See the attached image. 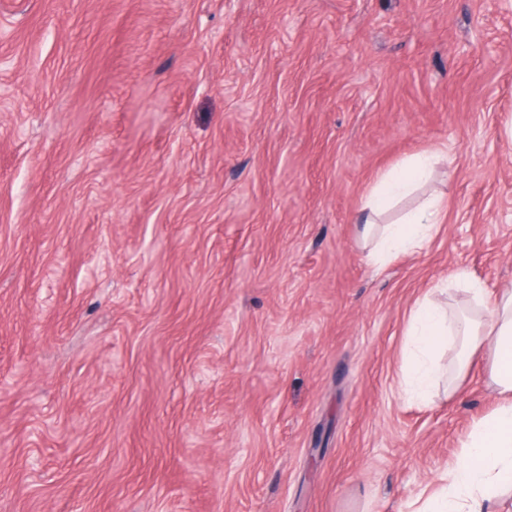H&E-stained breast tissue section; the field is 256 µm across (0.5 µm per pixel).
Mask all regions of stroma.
<instances>
[{
  "label": "stroma",
  "instance_id": "stroma-1",
  "mask_svg": "<svg viewBox=\"0 0 512 512\" xmlns=\"http://www.w3.org/2000/svg\"><path fill=\"white\" fill-rule=\"evenodd\" d=\"M498 0H0V512H414L496 397L415 301L512 289ZM447 154L429 247L357 242ZM439 155H413L380 173L369 190L362 212L361 238L375 264H385L403 254L421 252L435 238L447 212L440 196L421 197L415 208L391 221L388 214L426 182Z\"/></svg>",
  "mask_w": 512,
  "mask_h": 512
}]
</instances>
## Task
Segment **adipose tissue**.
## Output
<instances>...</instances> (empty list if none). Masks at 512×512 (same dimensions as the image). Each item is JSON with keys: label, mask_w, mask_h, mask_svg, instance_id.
<instances>
[{"label": "adipose tissue", "mask_w": 512, "mask_h": 512, "mask_svg": "<svg viewBox=\"0 0 512 512\" xmlns=\"http://www.w3.org/2000/svg\"><path fill=\"white\" fill-rule=\"evenodd\" d=\"M436 154L413 155L380 173L363 206L361 238L374 263L385 264L407 253L422 251L432 242L447 212L440 196L417 197L415 208L397 219L390 212L404 198L417 196L432 172ZM465 286L477 313L454 319L433 294L419 299L411 310L404 334L407 352L400 366L403 391L426 399L439 379L438 359L448 346H461L468 355L485 354L490 381L501 401L479 420L461 443V452L443 477L440 492L421 512H494L499 495L512 488V291L489 295L484 284L464 271L436 284Z\"/></svg>", "instance_id": "1"}]
</instances>
